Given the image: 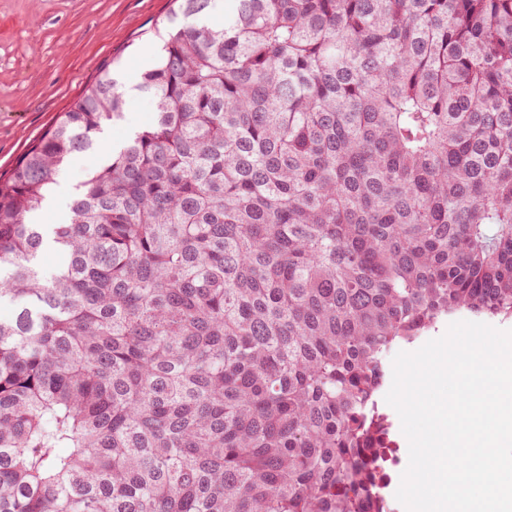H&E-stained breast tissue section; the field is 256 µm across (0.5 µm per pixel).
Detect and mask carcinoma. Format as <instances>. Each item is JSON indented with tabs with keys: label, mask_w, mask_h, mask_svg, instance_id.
<instances>
[{
	"label": "carcinoma",
	"mask_w": 512,
	"mask_h": 512,
	"mask_svg": "<svg viewBox=\"0 0 512 512\" xmlns=\"http://www.w3.org/2000/svg\"><path fill=\"white\" fill-rule=\"evenodd\" d=\"M177 2L0 178V512L379 510L387 355L512 317V0ZM127 95V94H126ZM128 105L124 118L118 120L106 128L107 140L91 149L78 153L70 159L68 164L57 176L55 185L60 191L59 202L38 213L36 220L48 226L52 224H64L68 213V202L73 189L86 178L87 174L98 167L105 158L106 153L116 146L123 145L133 130L148 121L152 115L153 104L148 94L139 92L136 96H126ZM460 320H467V321H473V322H481V323H485V324L491 325L493 327H496V328H499V329H504V330L512 329V319L511 320L510 319L509 320H501L499 318H482V317H475V316L469 315L467 313H459V314H456L454 316L448 317L447 320L441 322L438 325V329L436 331H433V329H432L426 335V337L423 338L421 341H419L417 344H415V345H413L411 347H407V348H404V349H401V350H398V351L394 352L389 357V380H388V387H387V390H386V392H385V394H384V396L382 398L381 403H382V405L384 406V408L386 409V411L388 413H392L393 414V421H394V427H395L396 433H398V434L402 433L400 419H399L398 414L396 413V411L391 406H389L386 403V401H385V396L388 393V391H389V389L391 387V384H392V376H393V373H392V359H393V357L399 351L411 352V351L417 350L423 344H425L427 341L442 336L444 334V332L446 331L447 326L450 323L455 322V321H460Z\"/></svg>",
	"instance_id": "cac0c4a2"
}]
</instances>
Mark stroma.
I'll return each instance as SVG.
<instances>
[{"mask_svg":"<svg viewBox=\"0 0 512 512\" xmlns=\"http://www.w3.org/2000/svg\"><path fill=\"white\" fill-rule=\"evenodd\" d=\"M174 8L173 0H0V175L9 174L101 69L112 67L123 82L151 68L157 27ZM152 110L148 94L129 97L106 141L72 156L57 177L60 199L43 210V224L65 223L73 189Z\"/></svg>","mask_w":512,"mask_h":512,"instance_id":"1","label":"stroma"}]
</instances>
